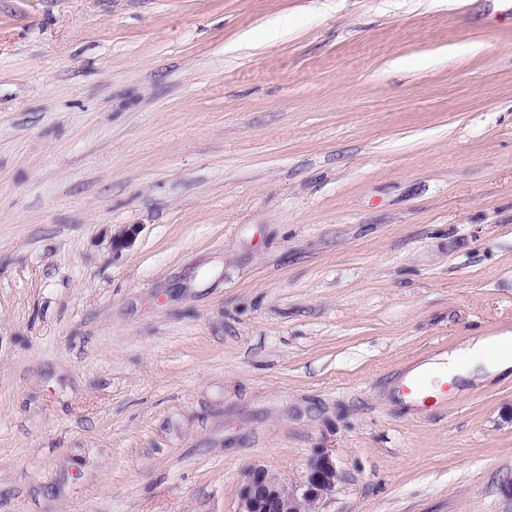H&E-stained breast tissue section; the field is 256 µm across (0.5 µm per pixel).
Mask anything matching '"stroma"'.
<instances>
[{"instance_id": "35a3bbf8", "label": "stroma", "mask_w": 512, "mask_h": 512, "mask_svg": "<svg viewBox=\"0 0 512 512\" xmlns=\"http://www.w3.org/2000/svg\"><path fill=\"white\" fill-rule=\"evenodd\" d=\"M505 332L512 0H0V512H512ZM512 370V333L476 336L466 345L442 353L423 363L416 371L447 372L448 378L482 380ZM408 395L417 397L423 401L429 399H439L448 396L447 382H434L431 385H426L422 381L410 382L407 386ZM341 477L331 454L324 449L309 458L298 484L254 467L242 482L238 512H320V505L332 495Z\"/></svg>"}]
</instances>
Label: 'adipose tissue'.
<instances>
[{
    "label": "adipose tissue",
    "instance_id": "adipose-tissue-1",
    "mask_svg": "<svg viewBox=\"0 0 512 512\" xmlns=\"http://www.w3.org/2000/svg\"><path fill=\"white\" fill-rule=\"evenodd\" d=\"M422 368L460 381H478L512 370V333L473 337L466 345L423 363Z\"/></svg>",
    "mask_w": 512,
    "mask_h": 512
}]
</instances>
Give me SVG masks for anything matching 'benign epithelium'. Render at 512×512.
I'll list each match as a JSON object with an SVG mask.
<instances>
[{
  "label": "benign epithelium",
  "mask_w": 512,
  "mask_h": 512,
  "mask_svg": "<svg viewBox=\"0 0 512 512\" xmlns=\"http://www.w3.org/2000/svg\"><path fill=\"white\" fill-rule=\"evenodd\" d=\"M340 480L334 459L324 449L309 458L299 483L285 482L261 467H254L242 482L238 512H320V505L332 495Z\"/></svg>",
  "instance_id": "benign-epithelium-1"
}]
</instances>
